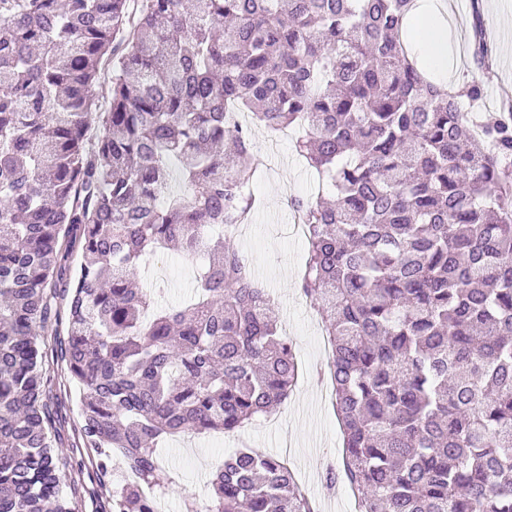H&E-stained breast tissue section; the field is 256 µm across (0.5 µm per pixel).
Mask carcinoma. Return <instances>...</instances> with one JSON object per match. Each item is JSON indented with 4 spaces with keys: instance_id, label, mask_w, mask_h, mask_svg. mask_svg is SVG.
I'll return each mask as SVG.
<instances>
[{
    "instance_id": "1",
    "label": "carcinoma",
    "mask_w": 512,
    "mask_h": 512,
    "mask_svg": "<svg viewBox=\"0 0 512 512\" xmlns=\"http://www.w3.org/2000/svg\"><path fill=\"white\" fill-rule=\"evenodd\" d=\"M416 0H0V512L61 493L39 330L79 386L112 512H156L157 444L231 434L284 404L292 340L236 244L255 210L251 130L299 125L332 187L294 198L297 288L331 347L343 481L357 512H512V104L478 119L404 40ZM473 55L494 59L475 13ZM112 95L95 96L101 72ZM81 245L82 260L69 259ZM203 256L194 297L145 315L137 268ZM206 512H314L255 449L212 474Z\"/></svg>"
}]
</instances>
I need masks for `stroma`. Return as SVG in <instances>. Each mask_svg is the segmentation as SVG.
Listing matches in <instances>:
<instances>
[{
  "label": "stroma",
  "mask_w": 512,
  "mask_h": 512,
  "mask_svg": "<svg viewBox=\"0 0 512 512\" xmlns=\"http://www.w3.org/2000/svg\"><path fill=\"white\" fill-rule=\"evenodd\" d=\"M479 6L486 29L498 32L490 42L495 63L485 74L478 72L473 60L471 9H459L457 0H443L442 15L448 23V53L457 79L480 77L482 106L493 110L502 101H512V0H479ZM255 136L268 139L269 144L257 149L260 174L251 185L257 210L236 242L275 301L278 324L295 345L300 377L292 395L267 420H254L232 435L189 434L162 442L156 476L159 501L167 512H185L186 502L209 496L210 474L224 457L246 447L285 460L301 487L317 502L319 512H350L348 486L340 482L335 489L326 487L327 471L342 466V439L333 396L321 386L327 356L318 328L320 315L296 286L306 246L292 235L294 215L288 201L312 195L316 178L297 157L291 140L261 129ZM196 268L195 262L166 250L145 256L138 278L145 288L164 282L167 291L160 303L174 306L191 298ZM44 372L62 401L55 419L62 492L74 512H111V495L99 487L94 453L81 445L79 391L55 358H47Z\"/></svg>",
  "instance_id": "35a3bbf8"
}]
</instances>
